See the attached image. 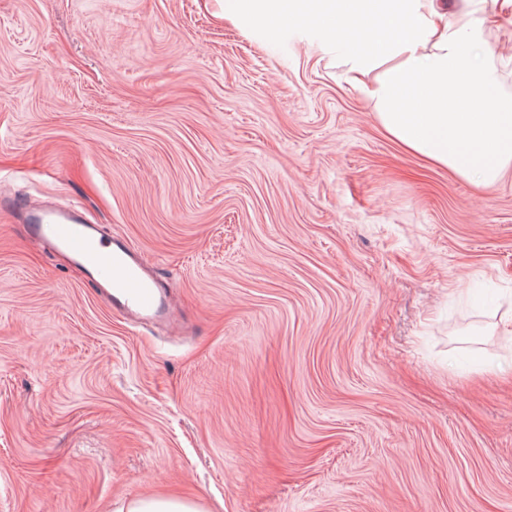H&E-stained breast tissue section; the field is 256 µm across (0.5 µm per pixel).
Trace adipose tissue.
I'll return each mask as SVG.
<instances>
[{"label":"adipose tissue","mask_w":512,"mask_h":512,"mask_svg":"<svg viewBox=\"0 0 512 512\" xmlns=\"http://www.w3.org/2000/svg\"><path fill=\"white\" fill-rule=\"evenodd\" d=\"M225 23L317 46L404 151L482 185L512 169V96L469 10L448 0H220Z\"/></svg>","instance_id":"obj_1"}]
</instances>
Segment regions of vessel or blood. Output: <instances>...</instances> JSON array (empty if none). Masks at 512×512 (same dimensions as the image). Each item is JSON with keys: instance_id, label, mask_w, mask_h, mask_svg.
I'll return each mask as SVG.
<instances>
[{"instance_id": "1", "label": "vessel or blood", "mask_w": 512, "mask_h": 512, "mask_svg": "<svg viewBox=\"0 0 512 512\" xmlns=\"http://www.w3.org/2000/svg\"><path fill=\"white\" fill-rule=\"evenodd\" d=\"M29 239L66 250L85 267L112 299V307L126 317L174 323L175 316L135 254L122 242L91 235L85 224L68 217L41 214L31 225Z\"/></svg>"}]
</instances>
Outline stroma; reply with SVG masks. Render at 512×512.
I'll return each mask as SVG.
<instances>
[{
    "label": "stroma",
    "instance_id": "35a3bbf8",
    "mask_svg": "<svg viewBox=\"0 0 512 512\" xmlns=\"http://www.w3.org/2000/svg\"><path fill=\"white\" fill-rule=\"evenodd\" d=\"M469 8L512 94V5ZM216 10L0 0V199L122 238L178 323L0 209V512H512V173L427 165ZM114 512H205L198 500L171 495L121 501Z\"/></svg>",
    "mask_w": 512,
    "mask_h": 512
}]
</instances>
